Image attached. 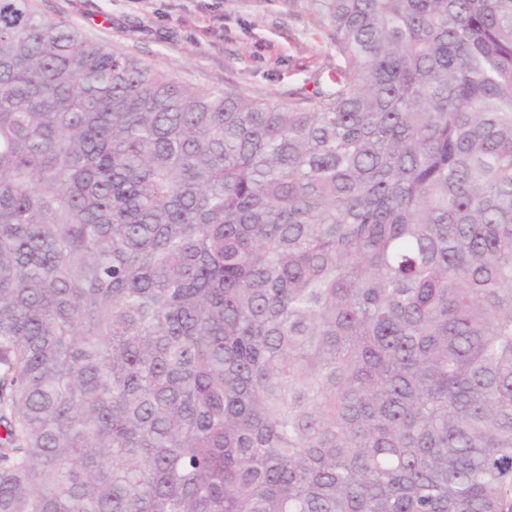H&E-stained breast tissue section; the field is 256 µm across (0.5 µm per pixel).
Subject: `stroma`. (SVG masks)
<instances>
[{
  "instance_id": "35a3bbf8",
  "label": "stroma",
  "mask_w": 512,
  "mask_h": 512,
  "mask_svg": "<svg viewBox=\"0 0 512 512\" xmlns=\"http://www.w3.org/2000/svg\"><path fill=\"white\" fill-rule=\"evenodd\" d=\"M50 16L201 89L298 102L335 60L325 31L283 0H37Z\"/></svg>"
}]
</instances>
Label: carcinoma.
Returning <instances> with one entry per match:
<instances>
[{
	"label": "carcinoma",
	"mask_w": 512,
	"mask_h": 512,
	"mask_svg": "<svg viewBox=\"0 0 512 512\" xmlns=\"http://www.w3.org/2000/svg\"><path fill=\"white\" fill-rule=\"evenodd\" d=\"M295 104L0 0V512H512V0H284Z\"/></svg>",
	"instance_id": "cac0c4a2"
}]
</instances>
